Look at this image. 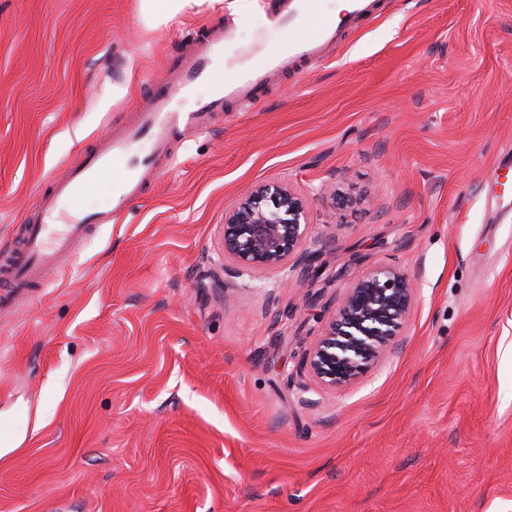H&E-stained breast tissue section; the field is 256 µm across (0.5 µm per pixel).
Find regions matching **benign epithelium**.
<instances>
[{
  "label": "benign epithelium",
  "mask_w": 512,
  "mask_h": 512,
  "mask_svg": "<svg viewBox=\"0 0 512 512\" xmlns=\"http://www.w3.org/2000/svg\"><path fill=\"white\" fill-rule=\"evenodd\" d=\"M309 228L306 201L297 190L278 183L258 185L225 214L224 258L241 272L315 275L316 253L306 246ZM414 291L409 275L395 266L377 267L345 288L307 353L309 372L334 390L384 361L410 320Z\"/></svg>",
  "instance_id": "obj_1"
}]
</instances>
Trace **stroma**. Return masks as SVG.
<instances>
[{"label":"stroma","instance_id":"stroma-1","mask_svg":"<svg viewBox=\"0 0 512 512\" xmlns=\"http://www.w3.org/2000/svg\"><path fill=\"white\" fill-rule=\"evenodd\" d=\"M378 2L0 309V512H512V192L476 191L512 148V0ZM229 17L0 0V258ZM272 181L307 201L314 278L224 261L225 212ZM388 264L415 285L399 349L324 389L307 350Z\"/></svg>","mask_w":512,"mask_h":512}]
</instances>
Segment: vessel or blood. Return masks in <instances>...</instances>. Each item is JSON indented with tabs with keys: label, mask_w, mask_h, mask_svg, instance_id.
<instances>
[{
	"label": "vessel or blood",
	"mask_w": 512,
	"mask_h": 512,
	"mask_svg": "<svg viewBox=\"0 0 512 512\" xmlns=\"http://www.w3.org/2000/svg\"><path fill=\"white\" fill-rule=\"evenodd\" d=\"M249 2L265 9L273 26L303 30V37L291 38L284 51L269 48L261 69L228 56L233 26L191 37L190 52L166 81L155 86L133 120L97 141L78 164L53 179L51 190L42 196L28 222L20 250L0 265V306H11L24 290L45 286L47 272L59 267L99 225L121 223V202L138 197L147 183L168 171L177 134L208 128L226 104L260 97L272 77L296 62L319 56L344 29L369 18L374 10V0H348L335 17L324 10L322 0H287L282 9L275 7L274 0ZM221 66L227 75L223 83L213 84L212 72ZM208 82L213 85L210 96L195 99L193 108H184L197 86ZM106 179L112 182L118 206L94 212L78 208V200Z\"/></svg>",
	"instance_id": "vessel-or-blood-1"
}]
</instances>
